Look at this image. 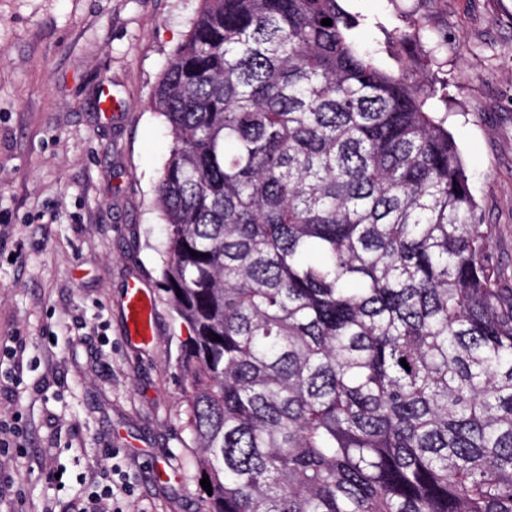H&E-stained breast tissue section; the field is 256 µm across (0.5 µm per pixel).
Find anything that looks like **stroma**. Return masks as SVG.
<instances>
[{"label": "stroma", "mask_w": 512, "mask_h": 512, "mask_svg": "<svg viewBox=\"0 0 512 512\" xmlns=\"http://www.w3.org/2000/svg\"><path fill=\"white\" fill-rule=\"evenodd\" d=\"M201 5L0 0V342L27 343L21 384L0 389V417L27 426L23 451L0 447V512H80L103 467L132 486L120 512H201L176 377L186 333L158 289L170 136L149 105ZM344 6L389 68L410 18L447 34L448 129L512 276V0ZM135 280L154 303L147 346L126 341Z\"/></svg>", "instance_id": "35a3bbf8"}]
</instances>
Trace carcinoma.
I'll return each mask as SVG.
<instances>
[{"label": "carcinoma", "instance_id": "1", "mask_svg": "<svg viewBox=\"0 0 512 512\" xmlns=\"http://www.w3.org/2000/svg\"><path fill=\"white\" fill-rule=\"evenodd\" d=\"M358 26L202 0L151 97L204 512H512V281L448 83L407 76L448 37L409 20L391 70Z\"/></svg>", "mask_w": 512, "mask_h": 512}]
</instances>
